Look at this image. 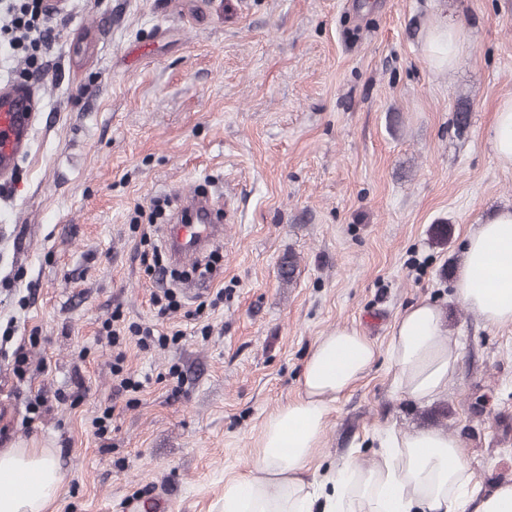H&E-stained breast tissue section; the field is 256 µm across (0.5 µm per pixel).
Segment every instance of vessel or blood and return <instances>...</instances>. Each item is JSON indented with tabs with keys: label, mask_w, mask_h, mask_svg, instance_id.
<instances>
[{
	"label": "vessel or blood",
	"mask_w": 512,
	"mask_h": 512,
	"mask_svg": "<svg viewBox=\"0 0 512 512\" xmlns=\"http://www.w3.org/2000/svg\"><path fill=\"white\" fill-rule=\"evenodd\" d=\"M32 109L33 96L24 87L0 93V131L7 134L4 143L0 144V155L5 158L1 165L5 169H14L25 141L12 117L15 113ZM222 222L213 198L201 194L185 195L163 238V246L176 260L197 259L219 236Z\"/></svg>",
	"instance_id": "1"
}]
</instances>
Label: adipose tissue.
I'll list each match as a JSON object with an SVG mask.
<instances>
[{"label":"adipose tissue","mask_w":512,"mask_h":512,"mask_svg":"<svg viewBox=\"0 0 512 512\" xmlns=\"http://www.w3.org/2000/svg\"><path fill=\"white\" fill-rule=\"evenodd\" d=\"M456 296L489 323L512 322V211L469 233ZM381 359L395 396L425 404L446 394L458 356L441 307L410 305L383 350L349 328L318 337L302 368L300 397L266 420L253 472L224 485L223 512H512V481L474 495V473L444 430L390 427L370 465L310 474L333 404ZM63 483L48 449L0 450V512H45Z\"/></svg>","instance_id":"adipose-tissue-1"}]
</instances>
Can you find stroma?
<instances>
[{
    "label": "stroma",
    "mask_w": 512,
    "mask_h": 512,
    "mask_svg": "<svg viewBox=\"0 0 512 512\" xmlns=\"http://www.w3.org/2000/svg\"><path fill=\"white\" fill-rule=\"evenodd\" d=\"M50 2L41 70L0 62V87L39 99L25 154L0 176V449L58 459L66 481L47 512H221L266 419L298 398L316 339L347 327L386 348L423 299L458 355L447 394L397 399L378 362L334 404L314 464H369L381 431L433 427L444 408L478 491L512 478V323L454 293L477 218L512 208V167L490 143L512 99V0ZM442 15L464 44L439 67L428 43ZM192 190L224 206L220 264L163 321L177 342L112 347V316L158 321L171 262L141 238L164 234L157 202ZM120 352L150 377L131 396L116 392Z\"/></svg>",
    "instance_id": "stroma-1"
}]
</instances>
